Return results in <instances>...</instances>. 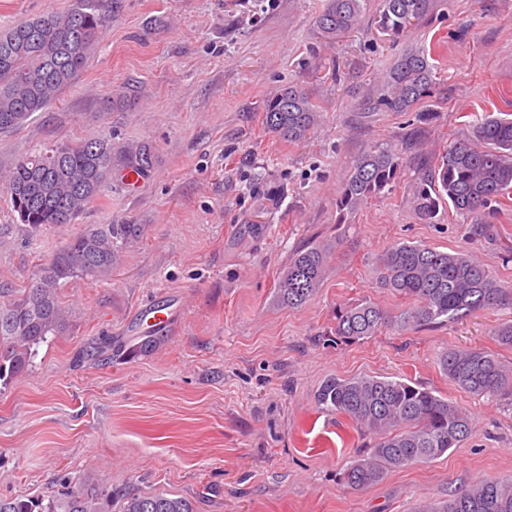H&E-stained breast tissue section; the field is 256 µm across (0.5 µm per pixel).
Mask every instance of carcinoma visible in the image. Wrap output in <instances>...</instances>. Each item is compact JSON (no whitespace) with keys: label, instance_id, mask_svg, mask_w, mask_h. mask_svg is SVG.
Returning a JSON list of instances; mask_svg holds the SVG:
<instances>
[{"label":"carcinoma","instance_id":"cac0c4a2","mask_svg":"<svg viewBox=\"0 0 512 512\" xmlns=\"http://www.w3.org/2000/svg\"><path fill=\"white\" fill-rule=\"evenodd\" d=\"M367 0H328L315 19L318 32L334 38L357 27ZM435 0H381L379 28L394 36L432 14ZM101 0H75L68 12L46 13L0 27V133L23 126L44 112L77 77L94 51L100 32L110 23ZM431 54L422 48L396 60L368 98L372 108L406 112L428 96L433 82ZM267 131L287 143L307 138L319 110L304 88L283 86L264 105ZM115 162L112 140L89 138L36 150L0 176L12 212L24 230L37 233L62 225V213L75 219L99 199L112 174H145L153 163L146 144L120 151ZM397 155L371 146L354 160L336 209L344 213L395 184ZM512 193V119L489 112L472 132L455 139L440 154L415 188L414 210L430 223L446 205L468 219L492 212L494 203ZM136 224L94 225L66 239L40 264L22 297L0 302V386L24 371L37 347L58 336L66 311L60 284L72 278L105 277L119 263L122 249L138 237ZM326 250L315 243L300 246L280 271L276 296L298 308L312 300L327 267ZM378 280L407 308L392 314L367 300L336 309V341L370 338L385 329L406 331L454 322L480 310L512 303V287L495 280L485 265L463 252H444L420 243H395L378 258ZM491 336L512 347V323L497 325ZM455 387L474 396L512 402V367L493 353L469 347L447 351L439 361ZM321 409L349 417L379 435L373 446L343 472L344 484L363 490L387 472L432 461L471 436L470 415L421 385L382 377H331L316 397ZM65 491L44 501L16 496L0 498V512H197L187 497L163 494H118L64 479ZM429 512H512V478H480L458 488Z\"/></svg>","mask_w":512,"mask_h":512}]
</instances>
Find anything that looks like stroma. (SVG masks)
<instances>
[{"label":"stroma","mask_w":512,"mask_h":512,"mask_svg":"<svg viewBox=\"0 0 512 512\" xmlns=\"http://www.w3.org/2000/svg\"><path fill=\"white\" fill-rule=\"evenodd\" d=\"M327 0H118L84 69L58 100L0 134V167L88 136L114 147L146 143L154 164L132 187L72 223L29 235L0 188V301L20 298L39 263L91 224L141 233L108 276L59 290L63 335L0 386V497L46 498L64 475L113 492L175 494L200 512H417L481 477H512V403L454 387L439 366L451 348L482 347L512 365L491 336L512 304L427 329L386 330L333 343L336 309L369 300L391 313L378 257L408 241L461 251L512 286V197L484 233L441 207L423 223L413 196L424 168L476 117L512 118V0H438L407 36L378 29L381 0L358 28L318 34ZM74 0H0V26L69 11ZM441 44L433 88L408 112L364 111L404 52ZM296 83L321 111L300 143L268 133L264 102ZM385 145L400 158L384 195L338 214L356 157ZM329 253L305 306L276 299L277 278L300 245ZM169 321L152 351L121 355L127 326L149 304ZM111 349H100L103 340ZM387 376L452 399L472 436L441 457L389 472L361 491L341 474L375 437L319 409L328 378Z\"/></svg>","instance_id":"1"}]
</instances>
